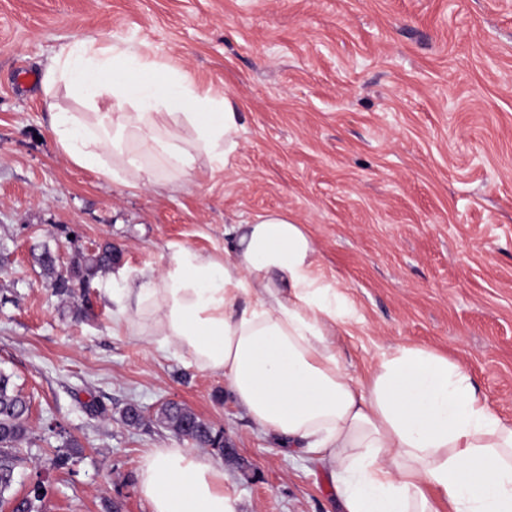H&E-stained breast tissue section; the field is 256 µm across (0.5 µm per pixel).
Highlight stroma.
Masks as SVG:
<instances>
[{
  "label": "stroma",
  "mask_w": 512,
  "mask_h": 512,
  "mask_svg": "<svg viewBox=\"0 0 512 512\" xmlns=\"http://www.w3.org/2000/svg\"><path fill=\"white\" fill-rule=\"evenodd\" d=\"M77 39L182 62L231 98L226 168L203 155L148 186L73 164L42 79ZM275 210L304 225L356 312L341 341L354 373L425 345L512 422V0H0V368L32 398L14 499L40 476L42 512H150L143 456L187 442L121 411L150 419L173 400L223 430L237 512H340L327 469L261 431L223 377L113 323L105 274L70 299L38 261L50 248L66 272L106 241L133 274L181 247L220 257L225 226Z\"/></svg>",
  "instance_id": "1"
}]
</instances>
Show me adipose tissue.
Masks as SVG:
<instances>
[{
  "label": "adipose tissue",
  "instance_id": "adipose-tissue-1",
  "mask_svg": "<svg viewBox=\"0 0 512 512\" xmlns=\"http://www.w3.org/2000/svg\"><path fill=\"white\" fill-rule=\"evenodd\" d=\"M43 87L83 106L50 108L62 153L112 182L129 168L154 181L145 155L188 176L199 155L223 165L239 146L229 99L127 50L74 41L51 59ZM226 233L235 243L223 257L182 247L161 270L122 274V287L104 291L113 322L149 317L158 347L222 376L256 425L328 468L344 512H512V424L469 371L404 345L354 374L337 338L355 312L320 273L303 225L265 211ZM224 479L187 448L154 449L138 470L150 512H236Z\"/></svg>",
  "mask_w": 512,
  "mask_h": 512
}]
</instances>
